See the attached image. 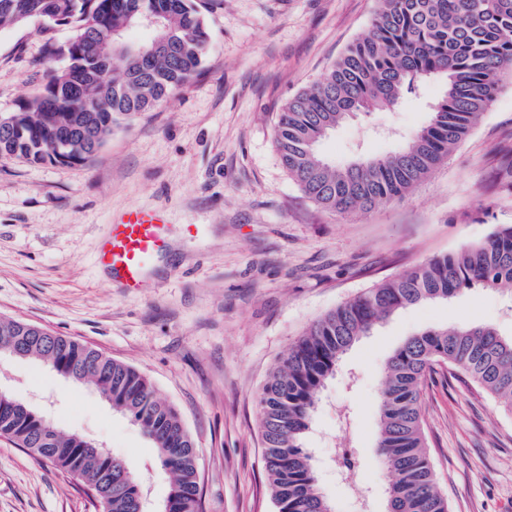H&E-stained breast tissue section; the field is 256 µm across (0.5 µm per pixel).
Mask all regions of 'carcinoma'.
Returning a JSON list of instances; mask_svg holds the SVG:
<instances>
[{"instance_id": "obj_1", "label": "carcinoma", "mask_w": 512, "mask_h": 512, "mask_svg": "<svg viewBox=\"0 0 512 512\" xmlns=\"http://www.w3.org/2000/svg\"><path fill=\"white\" fill-rule=\"evenodd\" d=\"M214 0H0V27L36 19L61 61L49 80L0 117V160L74 164L95 155L112 127L148 112L197 75L210 40ZM155 14L149 26L144 16ZM71 27L63 45L50 35ZM148 29L152 37L133 36ZM512 74V0H378L368 35L323 79L280 108L276 144L288 176L313 203L341 213L400 199L451 156L489 111L499 77ZM444 80L428 123L390 155L336 166L320 141L358 112L384 110L430 79ZM479 284L512 298V224L435 255L313 321L258 395L264 468L275 512H331L303 440L340 358L396 311L448 299ZM0 316V347L96 388L151 440L172 480L159 512H200L198 450L175 407L150 380L77 339ZM437 366L462 372L512 415V338L492 326L431 327L390 356L382 382L377 448L387 477L386 512H450L428 450L420 390ZM29 406L0 402V437L75 478L102 512H137L131 465L78 445Z\"/></svg>"}]
</instances>
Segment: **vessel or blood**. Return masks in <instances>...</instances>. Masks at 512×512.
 Listing matches in <instances>:
<instances>
[{
    "mask_svg": "<svg viewBox=\"0 0 512 512\" xmlns=\"http://www.w3.org/2000/svg\"><path fill=\"white\" fill-rule=\"evenodd\" d=\"M165 236L160 212L130 209L120 223L112 225L101 248L100 263L131 292H138L144 286L146 267L162 249Z\"/></svg>",
    "mask_w": 512,
    "mask_h": 512,
    "instance_id": "obj_1",
    "label": "vessel or blood"
}]
</instances>
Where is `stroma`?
Returning <instances> with one entry per match:
<instances>
[{"instance_id": "stroma-1", "label": "stroma", "mask_w": 512, "mask_h": 512, "mask_svg": "<svg viewBox=\"0 0 512 512\" xmlns=\"http://www.w3.org/2000/svg\"><path fill=\"white\" fill-rule=\"evenodd\" d=\"M377 0H216L202 71L153 111L114 127L83 164L0 161V315L73 337L147 375L198 448L202 512H274L257 397L316 318L426 259L512 224V83L449 160L400 200L340 213L308 200L274 142L279 108L367 34ZM59 65L36 23L0 29V113ZM444 85L362 113L320 145L335 164L386 155L424 126ZM163 212L167 242L141 295L98 263L111 224ZM195 225L188 233L186 225ZM463 321L512 336V300L475 286L407 307L340 361L304 445L333 512H386L376 448L385 363L430 326ZM0 388L67 433L130 461L161 503L170 477L151 441L92 388L0 358ZM424 427L451 512H512V416L440 368ZM351 448V477L334 449ZM0 512H101L71 477L0 438Z\"/></svg>"}]
</instances>
